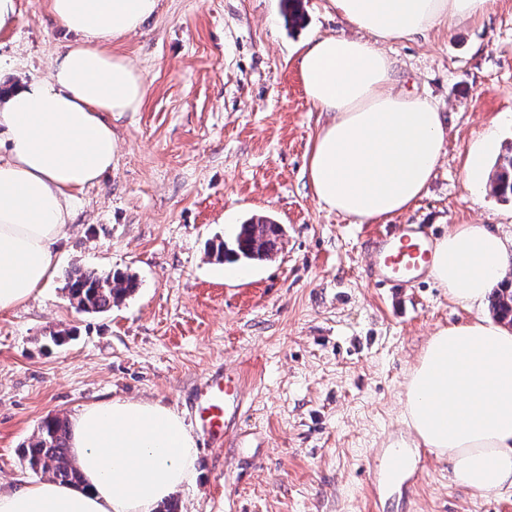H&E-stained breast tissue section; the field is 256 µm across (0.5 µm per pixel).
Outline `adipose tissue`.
<instances>
[{"label": "adipose tissue", "mask_w": 512, "mask_h": 512, "mask_svg": "<svg viewBox=\"0 0 512 512\" xmlns=\"http://www.w3.org/2000/svg\"><path fill=\"white\" fill-rule=\"evenodd\" d=\"M488 0H331L360 37L322 36L298 56L308 99L329 120L306 169L319 203L367 224L414 206L445 154V118L394 88L382 45L478 19ZM158 0H51L69 40L48 78L0 95V312L43 288L71 229L78 193L111 171L113 116L136 112L143 74L112 44L138 31ZM512 265V240L458 224L436 241L428 271L449 297L483 308ZM403 418L455 483L512 488V333L479 318L428 340L404 393ZM79 483L0 488V512H156L194 471L182 417L149 400L100 401L69 419Z\"/></svg>", "instance_id": "adipose-tissue-1"}]
</instances>
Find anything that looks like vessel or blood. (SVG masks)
I'll list each match as a JSON object with an SVG mask.
<instances>
[{"instance_id":"obj_1","label":"vessel or blood","mask_w":512,"mask_h":512,"mask_svg":"<svg viewBox=\"0 0 512 512\" xmlns=\"http://www.w3.org/2000/svg\"><path fill=\"white\" fill-rule=\"evenodd\" d=\"M431 237L420 224H406L375 238V264L386 283H410L421 276L430 256ZM190 410L197 428L207 435L213 446H222L231 427L244 414L243 379L232 365L217 369L205 385L197 389ZM399 455L387 454L385 467L373 480L375 494H382L392 477L405 475Z\"/></svg>"}]
</instances>
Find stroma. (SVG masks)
<instances>
[{
	"mask_svg": "<svg viewBox=\"0 0 512 512\" xmlns=\"http://www.w3.org/2000/svg\"><path fill=\"white\" fill-rule=\"evenodd\" d=\"M0 32V81L45 78L68 37L50 0H16ZM291 29L280 0H158L140 32L113 47L143 73L139 111L114 120L118 157L78 194L53 280L0 314V484L35 481L19 450L52 417L104 399L161 401L189 418L212 370L244 375L249 448L195 433L193 477L177 512H512V489L452 482L447 461L415 454L410 485L374 501L380 451L402 433L409 372L438 330L473 319L429 277L395 287L373 267L381 226L456 224L512 231V202L472 200L468 147L485 170L512 151V0L480 21L385 44L396 90L428 97L448 121L446 153L424 195L385 223L320 205L306 164L324 115L296 58L306 40L347 30L330 0H302ZM265 217L283 235L271 260L217 263L213 242ZM135 275L112 309L78 312L68 271ZM67 329L63 345L49 339Z\"/></svg>",
	"mask_w": 512,
	"mask_h": 512,
	"instance_id": "stroma-1",
	"label": "stroma"
}]
</instances>
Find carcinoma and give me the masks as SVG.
I'll list each match as a JSON object with an SVG mask.
<instances>
[{"instance_id": "cac0c4a2", "label": "carcinoma", "mask_w": 512, "mask_h": 512, "mask_svg": "<svg viewBox=\"0 0 512 512\" xmlns=\"http://www.w3.org/2000/svg\"><path fill=\"white\" fill-rule=\"evenodd\" d=\"M490 193L504 197L512 195V156L503 159L491 177ZM262 235L255 234V222L241 224L232 245L219 241L211 245L214 257L222 261L227 255L244 259L268 257L277 249L282 230L280 225L260 219ZM135 281L119 274H100L95 271L74 269L67 273L65 291L70 304L79 312L97 313L112 308V304L133 292ZM491 308L497 319L512 323V291L498 288L491 297ZM67 423L58 417L45 421L36 436L22 449L21 456L35 474L62 482L75 483L78 472L67 451Z\"/></svg>"}]
</instances>
